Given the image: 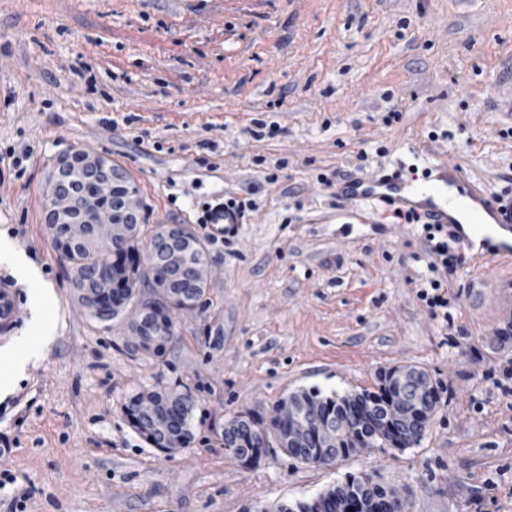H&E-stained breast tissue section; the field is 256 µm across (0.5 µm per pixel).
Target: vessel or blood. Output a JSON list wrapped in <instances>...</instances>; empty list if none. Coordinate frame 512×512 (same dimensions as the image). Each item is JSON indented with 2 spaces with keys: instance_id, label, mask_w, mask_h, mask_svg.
I'll return each instance as SVG.
<instances>
[{
  "instance_id": "b4317fda",
  "label": "vessel or blood",
  "mask_w": 512,
  "mask_h": 512,
  "mask_svg": "<svg viewBox=\"0 0 512 512\" xmlns=\"http://www.w3.org/2000/svg\"><path fill=\"white\" fill-rule=\"evenodd\" d=\"M452 188L467 199L479 215L470 232H458L459 242L468 249L478 250L485 259L512 257V203L497 206L488 203L481 189L469 181L456 164L437 165L434 176L419 185L406 181L395 171L369 180L342 181L336 191L346 200L374 198L402 211L426 216L430 223L448 226L454 222L448 212V191ZM18 316L13 290L1 288L0 328L11 327Z\"/></svg>"
}]
</instances>
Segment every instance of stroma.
<instances>
[{"label":"stroma","mask_w":512,"mask_h":512,"mask_svg":"<svg viewBox=\"0 0 512 512\" xmlns=\"http://www.w3.org/2000/svg\"><path fill=\"white\" fill-rule=\"evenodd\" d=\"M87 150L126 173L147 227L205 245L208 304L172 312L163 357L80 303L45 217L47 179ZM458 165L512 198V0H0V229L59 299L44 359L0 396V512H276L378 470L403 512H512V264L462 253L433 313L421 225L337 182ZM235 200L241 223H200ZM425 369L421 443L337 464L246 469L226 419L297 390H377ZM190 392L187 448L131 426L135 392Z\"/></svg>","instance_id":"1"}]
</instances>
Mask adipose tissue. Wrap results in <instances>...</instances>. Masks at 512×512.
Here are the masks:
<instances>
[{
    "mask_svg": "<svg viewBox=\"0 0 512 512\" xmlns=\"http://www.w3.org/2000/svg\"><path fill=\"white\" fill-rule=\"evenodd\" d=\"M0 265L8 267L19 282L27 286L32 309L29 331L0 349V361L7 366L6 371L0 374L2 395L15 388L26 366L38 360L54 340L57 323L50 319L49 313L56 307L57 297L52 286L43 279L39 268L4 231H0Z\"/></svg>",
    "mask_w": 512,
    "mask_h": 512,
    "instance_id": "1",
    "label": "adipose tissue"
}]
</instances>
